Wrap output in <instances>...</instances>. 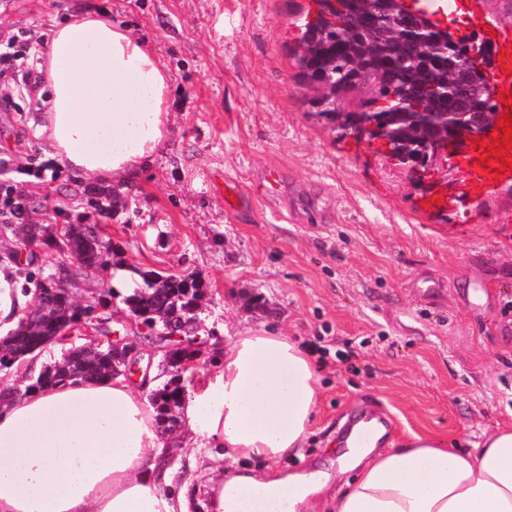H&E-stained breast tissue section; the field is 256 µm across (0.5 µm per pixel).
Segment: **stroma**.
<instances>
[{"mask_svg":"<svg viewBox=\"0 0 512 512\" xmlns=\"http://www.w3.org/2000/svg\"><path fill=\"white\" fill-rule=\"evenodd\" d=\"M450 26L473 19L512 32V0H467ZM314 0H15L0 12V40L57 28L79 10L110 15L165 63L169 139L150 169L112 188L113 205L90 204L94 181L52 158L36 96L0 93V158L49 231L99 224L112 262L203 280L204 355L186 374L206 387L231 337L274 328L319 367L316 419L281 473H335L345 422L367 411L387 437L434 436L470 450L483 431L512 426V186L473 200L465 179L409 169L379 139L338 137L309 112L290 49ZM39 168L42 178L27 175ZM278 194L262 192L267 169ZM240 180L246 207L229 214L212 173ZM448 197L443 217L422 214L423 196ZM436 282L427 292L428 282ZM112 327L140 335L123 299L133 285L102 274ZM188 427L165 435L173 487L190 512H209L204 487L223 472L219 449L192 452Z\"/></svg>","mask_w":512,"mask_h":512,"instance_id":"stroma-1","label":"stroma"}]
</instances>
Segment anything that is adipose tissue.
I'll use <instances>...</instances> for the list:
<instances>
[{
	"label": "adipose tissue",
	"mask_w": 512,
	"mask_h": 512,
	"mask_svg": "<svg viewBox=\"0 0 512 512\" xmlns=\"http://www.w3.org/2000/svg\"><path fill=\"white\" fill-rule=\"evenodd\" d=\"M40 66L50 93L40 134L80 178L117 183L152 164L169 130V75L129 30L83 14L57 27ZM318 374L288 337L238 336L222 370L182 405L224 457L274 461L298 448L316 415ZM342 441L346 473L331 512H512V428L485 433L473 450L429 436L379 447ZM170 450L152 409L125 378L37 386L0 411V512H188L174 493ZM264 504L321 512L322 472L225 475L224 512L242 488Z\"/></svg>",
	"instance_id": "1"
}]
</instances>
